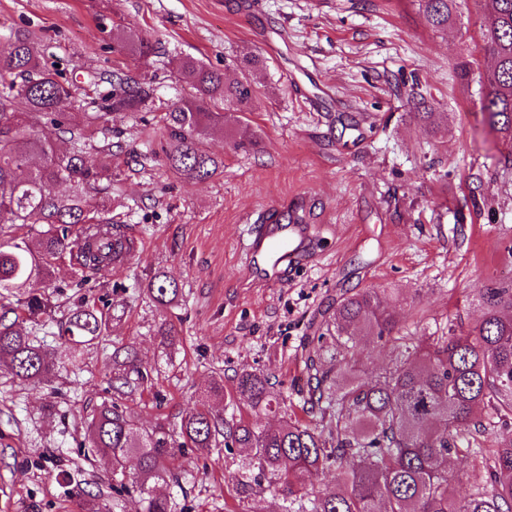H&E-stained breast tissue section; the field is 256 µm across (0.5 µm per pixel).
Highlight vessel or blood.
I'll return each instance as SVG.
<instances>
[{
    "mask_svg": "<svg viewBox=\"0 0 512 512\" xmlns=\"http://www.w3.org/2000/svg\"><path fill=\"white\" fill-rule=\"evenodd\" d=\"M309 232L307 225L287 224L272 210L258 214L249 229L244 248L257 264L266 285L275 286L285 272L306 258Z\"/></svg>",
    "mask_w": 512,
    "mask_h": 512,
    "instance_id": "1",
    "label": "vessel or blood"
}]
</instances>
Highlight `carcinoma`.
<instances>
[{"label": "carcinoma", "instance_id": "cac0c4a2", "mask_svg": "<svg viewBox=\"0 0 512 512\" xmlns=\"http://www.w3.org/2000/svg\"><path fill=\"white\" fill-rule=\"evenodd\" d=\"M428 23L448 26L460 0H419ZM482 49L488 72L473 62L458 64L460 76L480 87L481 112L491 129L512 143V0H484ZM121 47L148 60L155 43L140 31H123ZM260 60L236 63L242 77L230 80L184 56L176 62L189 97L161 116L167 134L166 164L186 179L210 178L222 161L202 148L216 131L247 121L257 97L249 79ZM98 81L110 86L100 102L71 122L73 84L61 79L44 59L38 37L14 32L0 55V364L24 383L38 386L55 373L49 348L34 337L52 317V280L57 266L69 263L77 285L91 287L96 276L124 266L137 249L125 224L112 211L113 116H133L153 102V83L117 67ZM70 148L63 151L59 143ZM89 150L100 155L87 164ZM70 184L57 195L54 186ZM160 306H172L178 282L164 274L147 283ZM480 320L465 331L452 323L441 336H400L398 316L378 288L344 293L327 321L336 331L335 353L323 347L308 356L310 403L321 426L286 421L276 428L263 419L279 411L286 397L278 383L261 374L236 375L233 397L239 417L230 420L206 407L181 417L179 439L162 426L145 430L118 403L148 380L133 348L112 353V403H104L88 423V452L107 458L112 469V499L83 488L76 491L81 512H176V502L156 488L167 478L169 458L187 448H241L236 477L250 495L263 480L287 489L288 497L268 512H512V286L489 284L476 291ZM112 327L111 306L81 303L58 325V336L90 345ZM372 335L398 349L395 362L370 386L355 382L348 359L349 340ZM487 411L486 420L477 417ZM137 469H128L130 458ZM466 458L460 475L448 470L453 458ZM332 471L336 490L302 494L311 471ZM471 492L460 495L456 485Z\"/></svg>", "mask_w": 512, "mask_h": 512}]
</instances>
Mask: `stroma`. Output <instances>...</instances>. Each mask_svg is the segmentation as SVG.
Wrapping results in <instances>:
<instances>
[{"label": "stroma", "instance_id": "obj_1", "mask_svg": "<svg viewBox=\"0 0 512 512\" xmlns=\"http://www.w3.org/2000/svg\"><path fill=\"white\" fill-rule=\"evenodd\" d=\"M0 0V40L38 34L48 60L76 76L128 68L154 82L157 112L115 118L121 147L113 163L112 219L139 240L128 264L102 271L93 288L72 289L67 265L55 271L56 316L85 300L111 304L112 333L98 344L61 343L53 324L37 330L55 349L58 373L32 387L0 367V512H78L76 485L103 480L107 459L87 461L84 419L111 400L112 352L130 346L151 369L146 389L125 405L146 429H177L199 400L214 413L233 411V377L247 370L276 378L288 414L307 423L305 358L318 327L348 289L385 290L405 336H438L449 317L475 323L476 288L512 283V148L491 131L476 83L458 62L487 66L481 6L463 0L443 30L432 29L419 0ZM134 26L158 45L141 61L120 51V27ZM262 57L259 94L248 126L205 143L223 169L203 181L169 169L159 152L161 112L190 93L170 60L198 58L213 70ZM432 104L422 123L411 92ZM256 136L257 149L237 150ZM283 203L305 208L312 260L283 284L266 286L250 268L248 221ZM182 295L161 307L146 285L157 272ZM178 339L165 345L162 323ZM390 344L356 339L359 379L373 382L391 365ZM223 394L208 396L213 381ZM239 449L188 450L170 461L178 483L167 493L184 512H260L235 477Z\"/></svg>", "mask_w": 512, "mask_h": 512}]
</instances>
